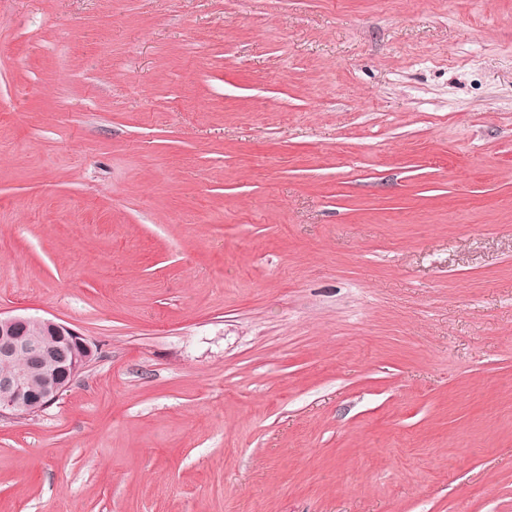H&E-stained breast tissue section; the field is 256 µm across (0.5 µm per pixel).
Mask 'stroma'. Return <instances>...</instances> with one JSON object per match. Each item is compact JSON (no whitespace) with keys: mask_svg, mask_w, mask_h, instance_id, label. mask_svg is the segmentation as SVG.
I'll return each instance as SVG.
<instances>
[{"mask_svg":"<svg viewBox=\"0 0 512 512\" xmlns=\"http://www.w3.org/2000/svg\"><path fill=\"white\" fill-rule=\"evenodd\" d=\"M0 313V512H512V0H0ZM96 354L93 343L64 322L0 313V420L45 409Z\"/></svg>","mask_w":512,"mask_h":512,"instance_id":"stroma-1","label":"stroma"}]
</instances>
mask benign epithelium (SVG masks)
Wrapping results in <instances>:
<instances>
[{
    "mask_svg": "<svg viewBox=\"0 0 512 512\" xmlns=\"http://www.w3.org/2000/svg\"><path fill=\"white\" fill-rule=\"evenodd\" d=\"M96 354L93 343L64 322L0 315V420L45 409Z\"/></svg>",
    "mask_w": 512,
    "mask_h": 512,
    "instance_id": "benign-epithelium-1",
    "label": "benign epithelium"
}]
</instances>
